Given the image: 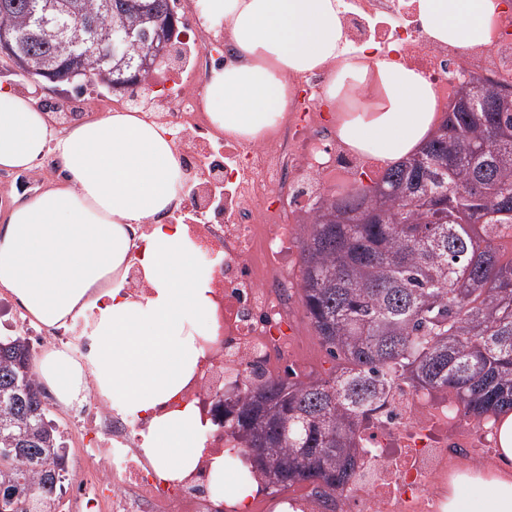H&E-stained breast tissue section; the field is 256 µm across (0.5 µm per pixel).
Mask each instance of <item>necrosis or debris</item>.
<instances>
[{
	"mask_svg": "<svg viewBox=\"0 0 512 512\" xmlns=\"http://www.w3.org/2000/svg\"><path fill=\"white\" fill-rule=\"evenodd\" d=\"M344 21L352 42L398 43L402 63L422 70L442 99L451 98L460 73L512 82L511 10L501 12L498 36L490 46L463 56L429 40L410 0H353ZM220 41L219 35L199 33L191 79L161 74L166 89L162 111L187 131L188 161L204 166L211 164L213 153L200 100L213 61L211 48ZM296 81L302 91L272 138L261 144L225 141L222 223L212 224L211 211L200 214L208 235L224 247L223 309L216 315L215 339L204 344L209 367L220 358L225 371L236 373L258 364L270 368L294 356L291 227L309 223L319 186L331 180L347 184L355 171L367 167L344 148L328 151L318 96L321 75H300ZM141 426V420L115 417L96 395L88 396L71 427L88 436L89 445L80 451L75 479L57 494L56 512H213L209 458L223 453V440L207 443L190 477L171 482L136 448L130 431ZM360 437L369 478L336 491L329 500L310 488L295 495L260 488L256 512H444L449 467L491 461L496 446L492 419L472 422L454 396L404 386L370 413Z\"/></svg>",
	"mask_w": 512,
	"mask_h": 512,
	"instance_id": "4bbe7bcc",
	"label": "necrosis or debris"
}]
</instances>
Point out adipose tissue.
I'll use <instances>...</instances> for the list:
<instances>
[{
	"mask_svg": "<svg viewBox=\"0 0 512 512\" xmlns=\"http://www.w3.org/2000/svg\"><path fill=\"white\" fill-rule=\"evenodd\" d=\"M435 43L491 45L502 0H414ZM201 19L227 25L234 58L212 67L206 86L212 127L255 141L277 124L293 77L324 72V98L361 108L337 113L336 140L381 168L420 152L443 110L436 86L394 59L397 44L352 45L342 0H198ZM54 155L59 186L0 219V288L32 321L87 340L84 351L51 347L34 365L63 405L96 393L112 411L141 417L142 453L179 481L203 454L198 407L185 387L204 365L215 270L198 260L188 225L168 223L189 188L176 133L137 110H116L55 130L33 92L0 86V167L32 171ZM140 269L141 290L128 288ZM498 468L466 470L450 482L446 512H512V413L499 419Z\"/></svg>",
	"mask_w": 512,
	"mask_h": 512,
	"instance_id": "adipose-tissue-1",
	"label": "adipose tissue"
}]
</instances>
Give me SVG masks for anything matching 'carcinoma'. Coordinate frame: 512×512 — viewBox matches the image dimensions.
<instances>
[{"label":"carcinoma","instance_id":"1","mask_svg":"<svg viewBox=\"0 0 512 512\" xmlns=\"http://www.w3.org/2000/svg\"><path fill=\"white\" fill-rule=\"evenodd\" d=\"M65 14L71 41H30L25 10ZM170 0H0V31L22 52L18 74L72 60L76 83L109 88L125 58L159 66L153 40ZM101 17L149 33L105 62L85 43ZM478 96L510 97L512 84L471 75ZM453 142L446 141L448 132ZM512 106L457 112L449 103L419 158L388 168L373 185L317 198L300 251V291L315 335L336 362L328 378L302 380L257 367L225 409L224 433L273 490L312 485L331 495L358 482L357 428L396 388L447 391L474 420L512 412ZM24 336L0 340V488L3 512H52L64 479L56 427L47 419Z\"/></svg>","mask_w":512,"mask_h":512}]
</instances>
